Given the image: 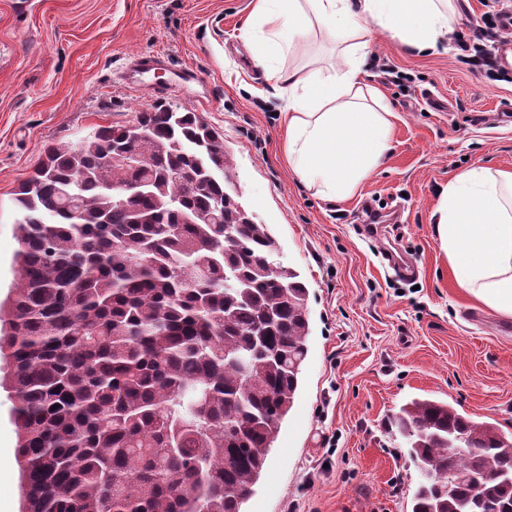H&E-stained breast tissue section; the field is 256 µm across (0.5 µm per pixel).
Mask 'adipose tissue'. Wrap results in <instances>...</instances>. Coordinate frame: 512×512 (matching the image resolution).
<instances>
[{
  "label": "adipose tissue",
  "instance_id": "obj_1",
  "mask_svg": "<svg viewBox=\"0 0 512 512\" xmlns=\"http://www.w3.org/2000/svg\"><path fill=\"white\" fill-rule=\"evenodd\" d=\"M452 0H256L244 37L256 65L287 94L284 150L316 194L344 200L386 161L394 112L365 81L374 37L436 50L448 37ZM321 35L340 48L335 68L282 69L275 58ZM434 215L456 284L512 317V171L472 166L449 181Z\"/></svg>",
  "mask_w": 512,
  "mask_h": 512
}]
</instances>
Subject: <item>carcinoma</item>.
Segmentation results:
<instances>
[{
  "mask_svg": "<svg viewBox=\"0 0 512 512\" xmlns=\"http://www.w3.org/2000/svg\"><path fill=\"white\" fill-rule=\"evenodd\" d=\"M136 119L48 145L14 192L0 387L22 512H243L299 390L309 291L226 190L224 136L178 104ZM389 424L434 477L411 512H512V483L473 495L512 472V435L431 399ZM456 436L471 450L451 456Z\"/></svg>",
  "mask_w": 512,
  "mask_h": 512,
  "instance_id": "carcinoma-1",
  "label": "carcinoma"
}]
</instances>
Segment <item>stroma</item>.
<instances>
[{
	"mask_svg": "<svg viewBox=\"0 0 512 512\" xmlns=\"http://www.w3.org/2000/svg\"><path fill=\"white\" fill-rule=\"evenodd\" d=\"M253 0H0V301L14 282L11 198L44 148L169 100L224 135L230 193L268 225L309 290L311 333L294 408L245 512H411L422 477L388 419L414 398L512 433V318L457 287L436 234L438 193L472 165L512 170V69L473 72L463 45L491 0H455L454 35L417 52L385 35L370 82L392 102L391 150L345 200L315 195L280 147L283 100L241 60ZM154 52L201 83L142 91L119 75ZM399 82L386 81L381 63ZM378 202L388 231L359 230ZM415 265L398 276L382 258Z\"/></svg>",
	"mask_w": 512,
	"mask_h": 512,
	"instance_id": "35a3bbf8",
	"label": "stroma"
}]
</instances>
